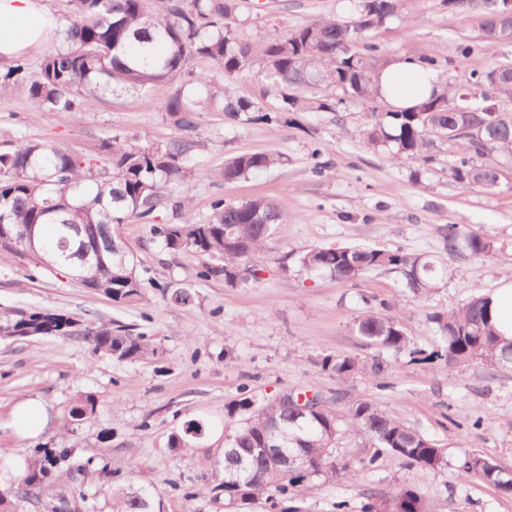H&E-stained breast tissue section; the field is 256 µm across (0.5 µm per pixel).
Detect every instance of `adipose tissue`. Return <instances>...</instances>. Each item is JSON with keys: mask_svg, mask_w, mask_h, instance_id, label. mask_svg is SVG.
Listing matches in <instances>:
<instances>
[{"mask_svg": "<svg viewBox=\"0 0 512 512\" xmlns=\"http://www.w3.org/2000/svg\"><path fill=\"white\" fill-rule=\"evenodd\" d=\"M56 18L45 0H0V65L36 51L52 37ZM382 100L396 109L409 108L440 84L435 71L413 59H400L379 75Z\"/></svg>", "mask_w": 512, "mask_h": 512, "instance_id": "adipose-tissue-1", "label": "adipose tissue"}]
</instances>
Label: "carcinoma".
Listing matches in <instances>:
<instances>
[{"instance_id": "cac0c4a2", "label": "carcinoma", "mask_w": 512, "mask_h": 512, "mask_svg": "<svg viewBox=\"0 0 512 512\" xmlns=\"http://www.w3.org/2000/svg\"><path fill=\"white\" fill-rule=\"evenodd\" d=\"M451 13L473 10L484 15L480 40L486 50L512 42V25L500 16L497 0H442ZM71 11L60 17L62 44L47 51L36 73L20 57L0 76V94L20 84L39 107L65 120L90 112L118 90L142 92L170 82L174 92L161 104L180 136L166 142L141 144V137L115 134L103 143L111 171L96 173L94 158L74 154L51 142H28L0 153V225L34 228L39 246L58 257L70 270L90 242H105L119 234V226L144 219L163 207L176 188L189 189L205 176L215 183L241 179L253 171L282 162L277 151L244 152L224 161L223 167L199 171L190 161L193 137L204 112H220L225 119L268 120L270 110L260 102L236 97L228 84L253 72L279 92L278 112H335L347 99L374 101L376 79L392 61L386 51L369 42V32L397 14L401 0H357L349 20L324 19L274 32L255 48L238 33L242 0H70ZM209 61L213 70L196 72L191 62ZM326 84L341 97H322L312 88ZM501 101L512 102V61H497L472 75L456 91L432 95L410 110L373 113L364 131L366 144L383 147L399 162L428 161L427 149L437 138L457 145L458 158L449 169L453 181L469 189L495 190L500 183L496 151L512 155V110L489 111ZM272 223H256V214ZM288 219L269 199L213 201L207 222L194 220L191 210L179 224H157L153 234L173 255L193 252L209 263L200 276L222 278L232 287L260 280L257 258L273 240L283 239ZM80 226L87 235L69 234L65 225ZM300 266L348 284L374 269L398 273L406 288L427 294L444 282L441 263L420 254L360 245L318 246L302 251ZM80 284L100 291L118 306L135 307L147 300V279L134 263L119 267L108 255L85 270ZM444 339L436 352L449 366L487 360L497 368L512 365V342H502L489 320L487 297L477 293L461 308L428 316ZM354 327L366 347L396 352L409 345L394 314L369 311ZM16 336L79 337L96 352L119 360L153 355L156 348L142 333L124 325L84 323L54 310H17L0 316V332ZM322 370L347 380L360 371L352 356L327 355ZM224 481L230 499L241 500L270 492L282 496L300 483L321 474L336 476L333 445L350 431L373 448L368 465L392 455L431 471L448 466L445 451L434 440L356 400L342 413L332 407L303 411L278 398L257 401L249 396L226 406ZM299 456L300 470L285 469L278 454ZM62 448L26 462L23 476L0 488V512H31L35 504L59 502L61 512H87L86 497L76 486L85 480L88 465L69 461ZM459 469L512 495V474L492 459L467 456ZM109 512H161V503L144 487L131 492L113 479L108 465L100 468ZM363 512H432L419 493L400 488L389 498L373 499Z\"/></svg>"}]
</instances>
